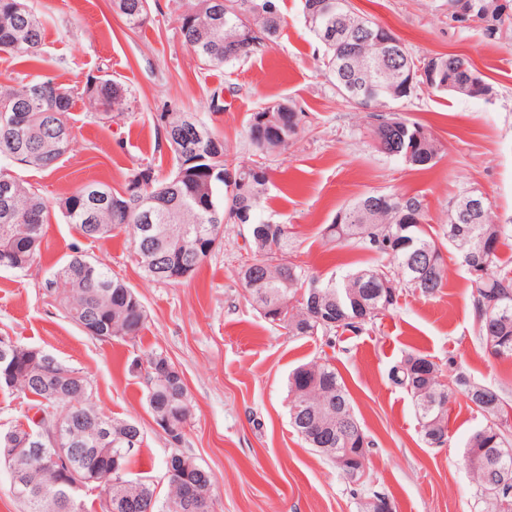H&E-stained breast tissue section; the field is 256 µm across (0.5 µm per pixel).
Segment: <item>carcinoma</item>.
Returning <instances> with one entry per match:
<instances>
[{"label":"carcinoma","instance_id":"obj_1","mask_svg":"<svg viewBox=\"0 0 512 512\" xmlns=\"http://www.w3.org/2000/svg\"><path fill=\"white\" fill-rule=\"evenodd\" d=\"M125 23L136 28L149 18V0H112ZM278 0H188L179 15L180 32L206 67H223L247 58L276 42L285 24ZM479 20L489 37L505 23L512 24V0H474ZM305 24L324 48L321 67L337 91L350 103L368 101L370 131L384 132L378 150L401 158L412 169L435 163L439 141L422 125L398 116L387 108L407 99L426 85L419 71L436 74L431 91L449 93L448 82L464 84L477 76L463 56H420L405 49L399 64L381 57L376 38L390 31L357 12L351 0H302ZM350 25H364L372 37L352 46L336 37L341 18ZM44 41V24L24 0H0V52L35 59ZM44 85L43 95L35 93ZM122 85L112 79L90 78L83 86H65L50 78L33 79L18 88L0 86V160L10 164L48 169L66 153L73 138L70 123L76 100L110 107L122 97ZM302 113L285 102L267 105L252 113L248 137L253 157L238 162L224 158V141L207 123L195 120L197 129L186 150L172 132L186 128L180 113L168 114L158 135L176 159L175 168L158 177L151 168L131 176L119 190L92 181L77 186L58 201L67 223L76 225L85 239L100 240L116 230L127 231L134 244L137 263L144 273L166 283H179L193 275L221 240L224 225L214 223L219 215L228 224L243 227L247 261L238 278L264 319L288 330L290 336L327 338L338 332L359 333L392 309L402 287L423 296L444 288L446 273L442 247L455 248L468 268L472 303L477 316L476 334L484 347H493L496 357L512 359V306L487 315V302L497 295L512 294V268L499 256L503 239L512 237V226L492 220L485 206L476 224L458 223L455 205L448 207V220L441 232L426 223V206L418 196L398 192L370 191L340 209L323 229L332 243L347 241L362 251L389 259V263L365 266L336 279L320 281L288 256L289 231L260 216L269 181L267 158L288 147L297 133ZM233 169L245 187L229 183L222 173ZM49 202L29 183L0 172V270L23 273L39 263L48 223ZM42 288L64 314L92 337L136 338L144 327L145 310L134 290L113 275L104 264L77 246L57 267L51 268ZM129 371L143 376L147 402L153 415L180 417L187 422L191 402L180 371L163 353L152 352L135 360ZM391 381L411 396L423 441L433 445L442 434L448 410L439 401L442 392L462 394L485 418L465 443L464 456L476 480V512H512V485L501 486L504 474L512 475V427L507 401L494 387L472 380L448 363L444 371L429 356L408 352L389 370ZM1 390L17 392L26 399L27 410L68 422V438L75 448L74 468L91 471L90 479L101 492L68 504L52 493L60 478L51 468L31 466L23 470V484L14 495L26 512H87L86 500L100 499L108 491L114 497L144 500L151 512H175L171 504L181 492V476L168 474L169 492L158 498L153 481L140 476L136 484L116 483L114 470L131 474L144 435L133 420L103 415L89 399L87 377L50 388L38 366L18 360L14 383ZM288 407L294 430L313 448H370L365 430L346 442L336 429V420L359 422L346 384L327 359H317L296 368L288 379ZM112 433V446L95 437L97 426ZM131 448L128 454L125 449ZM194 463L189 480L213 488L212 476L192 456L174 448L169 457ZM362 483L366 493L359 498L358 512H370V500L387 498Z\"/></svg>","mask_w":512,"mask_h":512}]
</instances>
